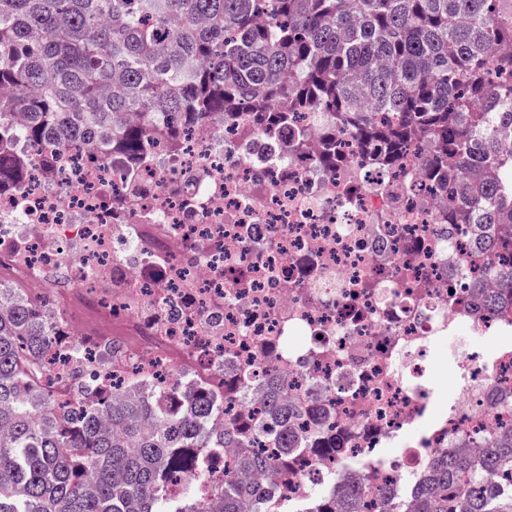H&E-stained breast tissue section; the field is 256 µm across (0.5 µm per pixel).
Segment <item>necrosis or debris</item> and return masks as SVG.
<instances>
[{
    "label": "necrosis or debris",
    "mask_w": 512,
    "mask_h": 512,
    "mask_svg": "<svg viewBox=\"0 0 512 512\" xmlns=\"http://www.w3.org/2000/svg\"><path fill=\"white\" fill-rule=\"evenodd\" d=\"M295 124L307 136L299 153L283 128L220 112L129 161H97L99 145L80 141L46 164L17 140L31 165L0 189V271L63 290L122 331L106 358L62 325L55 385L78 354L109 380L243 384L227 416L252 423L273 373L295 412L291 441L324 455L297 457L298 482L271 496L299 501L336 459L399 444L398 460L368 471L358 512H379L380 490L412 512L428 459L476 456L512 432V305L487 301L503 292L512 249L476 248L481 226L447 223L423 138L378 166L340 129V159L326 167L321 114ZM444 348L452 405L435 417L426 353Z\"/></svg>",
    "instance_id": "4bbe7bcc"
}]
</instances>
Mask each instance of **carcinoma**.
Masks as SVG:
<instances>
[{
  "instance_id": "obj_1",
  "label": "carcinoma",
  "mask_w": 512,
  "mask_h": 512,
  "mask_svg": "<svg viewBox=\"0 0 512 512\" xmlns=\"http://www.w3.org/2000/svg\"><path fill=\"white\" fill-rule=\"evenodd\" d=\"M497 0H0V160L25 139L63 149L101 137L104 156H134L147 140L177 145L182 123L213 112L288 123L323 112L321 163L336 164V128L377 147L386 165L417 136L454 156L462 171L491 168L450 224H505L487 246L506 247L512 227V151L498 129L512 125V54L493 83L489 56L512 47ZM13 112L27 114L21 128ZM442 155L428 174L447 180ZM58 313L23 288L0 286V512H285L245 477L286 487L293 457L288 405L266 373L267 396L250 428L218 426L245 388L202 384L176 391L129 386L103 400L88 377L67 400L37 370ZM266 448L255 450L257 441ZM237 448L222 475L210 460ZM512 472V436L475 460L450 448L414 491L415 512H512V495L489 476ZM298 512H353L310 493Z\"/></svg>"
}]
</instances>
